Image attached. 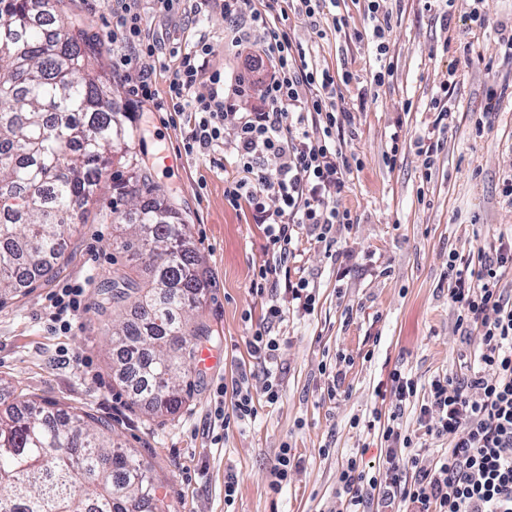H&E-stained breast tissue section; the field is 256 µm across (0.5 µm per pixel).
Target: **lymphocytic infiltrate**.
<instances>
[{
    "mask_svg": "<svg viewBox=\"0 0 512 512\" xmlns=\"http://www.w3.org/2000/svg\"><path fill=\"white\" fill-rule=\"evenodd\" d=\"M224 43L254 49L268 70L261 84L223 73H205L214 45L199 37L190 48H171L178 63L165 92L155 89L144 71L131 70L132 55L157 57L158 41L142 28L140 0H120L106 33L116 66L125 67L128 92L154 112L193 114L181 133L185 155L222 150L235 172L224 180L231 207H248L262 224L266 260L250 288L264 293L279 282L282 296L272 298L265 322L248 344L266 365L263 393L277 403L280 390L273 365L280 351L275 325L291 314L315 309L309 280L289 279L292 245L305 227L326 241L334 225L352 223L341 200L348 189L346 165L333 136L347 118L339 103L338 84L328 70L318 69L311 52L291 36L290 14L315 18L322 0H221ZM208 76L207 95H195L201 76ZM257 97V107L241 102ZM234 133L225 136V122ZM512 268V241L500 242L479 269H451L448 298L458 312L466 340L475 342L469 374L431 381L420 406L427 435L447 440L444 448H418L398 424L399 408L417 394L416 381L396 371L390 396L395 407L382 430L387 444L379 467L366 471L349 459L339 475L336 512H512V301L498 283Z\"/></svg>",
    "mask_w": 512,
    "mask_h": 512,
    "instance_id": "obj_1",
    "label": "lymphocytic infiltrate"
}]
</instances>
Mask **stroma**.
Here are the masks:
<instances>
[{"label":"stroma","mask_w":512,"mask_h":512,"mask_svg":"<svg viewBox=\"0 0 512 512\" xmlns=\"http://www.w3.org/2000/svg\"><path fill=\"white\" fill-rule=\"evenodd\" d=\"M472 7L471 0L451 5L384 0L390 30L382 57L372 36H356L368 25L366 0L324 7L317 34L302 16L288 21L291 35L312 46L319 68L353 78L342 89L350 119L339 136L349 185L341 205L353 222L337 227L332 247L305 229L294 244L291 274L310 281L317 303L311 314L290 317L274 329L281 338L274 367L281 398L274 405L265 401L263 366L248 345L268 302L250 289L254 268L264 259L265 238L248 212L224 199V176L235 168L220 151L165 163L163 154H178V126L128 95L123 72L112 66V46L103 42L102 73L112 84L113 112L135 133L132 154L113 157L97 204L72 224L53 276L0 305V385L9 389L0 396V409L24 396L107 420L114 442L132 450L149 470L170 512H329L348 459L374 468L385 455L380 430L367 423L374 414L389 415L390 404L378 391L396 370L418 382L401 427L425 437L418 416L431 381L464 373L462 357L469 352L448 300V257L475 265L500 238L512 236V202L503 193L512 168V57L497 36L498 28L512 27V0H483L478 6L487 18L483 28L471 21ZM198 8L195 24L144 8L143 27L172 44L209 37L214 51L207 71L260 80L264 72L254 50L225 46L220 10L205 0ZM335 13L347 20L342 29L333 27ZM384 65L391 73L376 83ZM454 67L464 70L448 94L456 121L443 129L428 167L418 137L435 120L430 101ZM491 84L501 93L500 107L491 124L480 128L476 122ZM397 127L402 139L392 162L390 134ZM135 173L158 184L182 216L206 270L197 319L218 338L209 349L212 364L192 366V397L163 417L133 405L131 393L114 379L109 319L100 309L113 270L139 273V261L115 243L110 186L112 178ZM73 282L85 284V296L71 329L61 331L49 320L50 299ZM325 366L344 372L333 400L321 372ZM243 371L253 375L257 414L226 429L215 416L217 387L233 383ZM425 439L427 445L436 443ZM285 446L302 466L275 491L271 471ZM230 475L238 486L228 508L224 480Z\"/></svg>","instance_id":"obj_1"}]
</instances>
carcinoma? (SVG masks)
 <instances>
[{
	"label": "carcinoma",
	"instance_id": "obj_1",
	"mask_svg": "<svg viewBox=\"0 0 512 512\" xmlns=\"http://www.w3.org/2000/svg\"><path fill=\"white\" fill-rule=\"evenodd\" d=\"M0 0V299L17 291L27 262L33 283L64 254L78 213L98 201L112 153H130L133 130L106 108L110 84L96 74L99 48L62 5ZM112 223L137 241L146 281L115 272L112 370L138 405L173 414L191 393L189 363L211 331L191 324L204 286L186 224L146 179L112 181ZM126 205L120 209V205ZM108 424L90 412L27 399L0 414V512H161L147 468L112 445Z\"/></svg>",
	"mask_w": 512,
	"mask_h": 512
}]
</instances>
